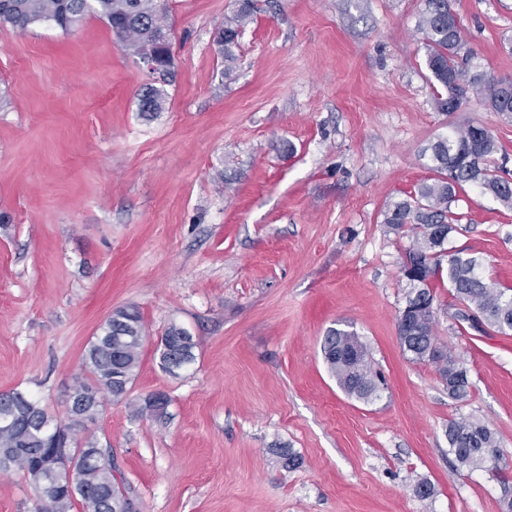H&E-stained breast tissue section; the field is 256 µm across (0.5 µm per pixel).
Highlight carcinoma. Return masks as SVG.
Returning <instances> with one entry per match:
<instances>
[{
	"instance_id": "cac0c4a2",
	"label": "carcinoma",
	"mask_w": 512,
	"mask_h": 512,
	"mask_svg": "<svg viewBox=\"0 0 512 512\" xmlns=\"http://www.w3.org/2000/svg\"><path fill=\"white\" fill-rule=\"evenodd\" d=\"M449 0H423L416 32L425 49L426 65L431 73L433 100L437 111H448L476 99L490 111L512 114V102L502 101V86L512 80L497 78L472 65L474 50L469 46L458 16H448ZM253 0H240L237 12L224 21L218 30L216 45L224 57V76L235 68L233 46L239 29L250 20ZM95 14L107 21L125 48L138 59H152L156 73H170L172 55L167 37L166 0H0V26L25 31L30 26L51 22L63 32L74 30L82 19ZM166 92L148 85L139 94V110L160 112ZM483 133L480 150L471 157L461 156L462 149L475 140L476 130ZM431 170L437 173L432 181L419 183L404 198L395 200L383 211L386 232L406 235L410 245L405 255L417 257L423 266L422 276L407 281L405 319L397 323V333L404 335L403 351L413 362L429 361L428 352L438 346L436 337L435 283L448 279L452 296L462 305L458 321L478 332L512 334V294L489 285L483 279L481 262L460 251L442 253L439 236H452L461 230L460 214L452 210L457 193L477 185L501 205L512 209V173L495 161L499 145L490 131L480 123L453 128L430 147ZM447 266H442L441 255ZM145 328L135 306L118 308L109 316L106 330L89 344L82 361L81 378L74 389H91L100 396L87 407L88 419L96 420L103 398L123 400L139 367ZM351 341L355 334L332 329L323 342V357L338 386L351 398L371 402L385 389V380L369 359L351 374L336 350ZM439 375L448 384V394L455 398L467 394L469 371L451 355H444L437 364ZM53 421L40 402L14 390L0 393V472L20 473L41 491L37 512H132V505L118 485V469L112 455L99 448L94 460L83 468L73 488L53 485L40 469L38 458L47 449L60 450L94 444L83 442L80 433L65 427L67 437L54 442L41 425ZM449 453L460 469L474 470L487 459L499 461L500 451L495 433L486 425L462 418L448 423Z\"/></svg>"
}]
</instances>
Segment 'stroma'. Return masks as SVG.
<instances>
[{
  "mask_svg": "<svg viewBox=\"0 0 512 512\" xmlns=\"http://www.w3.org/2000/svg\"><path fill=\"white\" fill-rule=\"evenodd\" d=\"M256 4L228 79L214 39L235 0H168L173 75L150 116L139 93L157 77L105 20L0 27V393L66 421L89 343L133 305L136 377L86 426L133 512H501L492 468L457 469L446 429L487 425L512 480V335L461 329L441 281L437 338L467 367V396L410 361L397 335L410 240L382 212L433 178L424 151L455 126L482 122L512 157V116L475 99L436 110L422 0ZM453 7L481 70L512 78V0ZM454 209L449 248L512 287V210L473 186ZM173 324L197 343L175 377L158 353ZM332 328L366 344L380 399L337 386L321 353ZM154 393L165 416L135 413ZM278 448L299 467L282 469ZM37 504L0 473V512Z\"/></svg>",
  "mask_w": 512,
  "mask_h": 512,
  "instance_id": "stroma-1",
  "label": "stroma"
}]
</instances>
